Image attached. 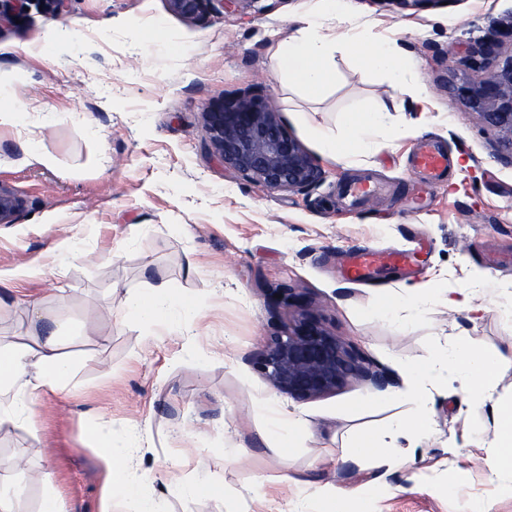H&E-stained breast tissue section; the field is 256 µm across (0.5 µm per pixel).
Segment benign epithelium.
Segmentation results:
<instances>
[{
	"label": "benign epithelium",
	"mask_w": 512,
	"mask_h": 512,
	"mask_svg": "<svg viewBox=\"0 0 512 512\" xmlns=\"http://www.w3.org/2000/svg\"><path fill=\"white\" fill-rule=\"evenodd\" d=\"M172 10L192 20L208 10L232 11L243 0H169ZM481 75L452 86L453 96L497 132L499 152L512 161V22L493 24L487 34L448 59ZM213 155L242 179L271 191L303 190L323 179L320 168L284 125L267 93L238 91L204 113ZM24 201L0 187V224H12ZM276 306L296 308L288 326L267 340L254 362L278 392L297 401L333 393L348 381H368L379 389L392 380L356 346L342 341L317 317L303 294L287 286L269 294Z\"/></svg>",
	"instance_id": "obj_1"
}]
</instances>
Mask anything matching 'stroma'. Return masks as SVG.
Masks as SVG:
<instances>
[{"label":"stroma","instance_id":"1","mask_svg":"<svg viewBox=\"0 0 512 512\" xmlns=\"http://www.w3.org/2000/svg\"><path fill=\"white\" fill-rule=\"evenodd\" d=\"M366 39L401 47L421 92L424 120L404 126L403 94L383 76L334 55L336 85L319 100L282 83L278 43L316 21L318 0H245L232 13L187 20L169 0H28L0 24V96L18 113L0 125V186L24 201L0 224V342L23 329L27 304L55 318L71 382L33 402L31 421L0 427V473L23 487L15 512H39L55 493L63 512H100L106 472L101 428L124 445L128 483L150 512H330L334 497L366 512H512V473L500 470L490 406L512 402V372L490 402L456 373L421 404L407 367L437 362L460 341L512 352V165L497 134L450 83L449 45L483 36L512 0H348ZM166 33L154 38L153 27ZM66 41L20 56L15 45L47 26ZM268 93L287 129L323 173L305 191H270L210 153L203 114L225 93ZM355 109H385L390 131L352 166L321 151L315 131L344 137ZM434 141L449 157L444 182L414 207V148ZM50 152L54 167L37 163ZM349 182L381 185L351 204ZM414 252L354 283L338 270L350 252ZM489 279L483 309L449 311V298ZM166 280L194 311L151 328L123 306L126 291ZM65 293H58V286ZM287 285L346 342L392 377L391 389L352 380L306 401L277 393L254 360L288 311L268 303ZM422 293L421 310L381 312L380 293ZM306 421L281 448L273 412ZM432 420L403 465L362 462L356 435L399 418ZM52 488L35 482L42 468ZM207 483L211 495L197 488Z\"/></svg>","mask_w":512,"mask_h":512}]
</instances>
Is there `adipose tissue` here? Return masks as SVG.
Listing matches in <instances>:
<instances>
[{"instance_id": "ef3b65f1", "label": "adipose tissue", "mask_w": 512, "mask_h": 512, "mask_svg": "<svg viewBox=\"0 0 512 512\" xmlns=\"http://www.w3.org/2000/svg\"><path fill=\"white\" fill-rule=\"evenodd\" d=\"M323 34L303 28L280 44L277 65L292 87L305 97H321L335 82L333 49L344 46L362 68L382 73L389 89L405 86L408 71L399 48L367 42L345 7V0H319ZM385 110L355 113L346 139L319 133L322 151L341 163H351L368 145L373 134L386 128ZM127 309L141 321L155 325L195 308L191 297L174 298L167 281L161 280L140 292L128 294ZM50 315L31 305L26 309V329L21 340L0 347V425L16 424L32 416L34 398L45 391L64 388L72 374L71 362L60 351V338L50 331ZM467 381L475 398H485L499 377L512 371V357L460 347L449 359ZM430 431L428 420H403L359 434L355 441L360 459L375 457L382 446L398 447L400 440L418 443Z\"/></svg>"}]
</instances>
